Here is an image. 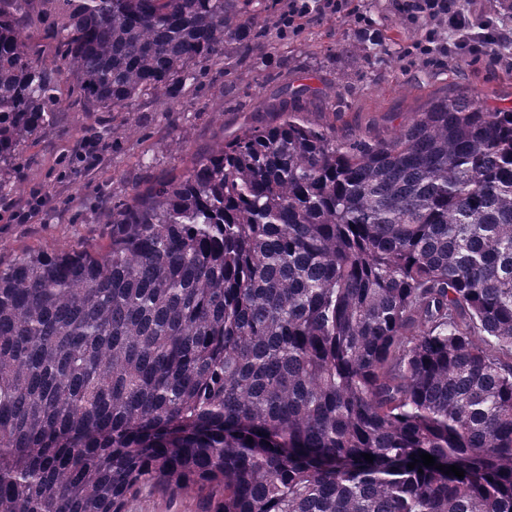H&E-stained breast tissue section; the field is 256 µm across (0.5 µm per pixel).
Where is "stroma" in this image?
Listing matches in <instances>:
<instances>
[{"label":"stroma","mask_w":512,"mask_h":512,"mask_svg":"<svg viewBox=\"0 0 512 512\" xmlns=\"http://www.w3.org/2000/svg\"><path fill=\"white\" fill-rule=\"evenodd\" d=\"M368 19L313 13L288 36H274L229 66H213L172 101L141 97L127 112H83L73 107L71 84L50 129L23 150L0 188V258L29 246L67 249L106 240L112 207L157 181L183 174L242 128L269 124L265 102L287 100L290 110L346 140L386 139L414 114L446 96L482 95L512 107V59L476 52L467 60L423 56L415 47L424 27L407 25L393 0H356ZM307 85L308 94L288 95ZM109 131L94 165L79 162L83 140ZM46 205L22 222L16 213L33 193Z\"/></svg>","instance_id":"35a3bbf8"}]
</instances>
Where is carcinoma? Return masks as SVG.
I'll return each instance as SVG.
<instances>
[{"instance_id":"obj_1","label":"carcinoma","mask_w":512,"mask_h":512,"mask_svg":"<svg viewBox=\"0 0 512 512\" xmlns=\"http://www.w3.org/2000/svg\"><path fill=\"white\" fill-rule=\"evenodd\" d=\"M252 3L0 0V175L62 80L85 112L173 100L279 26ZM271 111L105 243L0 263V512H512V109L347 141ZM201 508V499L194 492H184L174 498L145 494L128 506L129 512H201Z\"/></svg>"}]
</instances>
